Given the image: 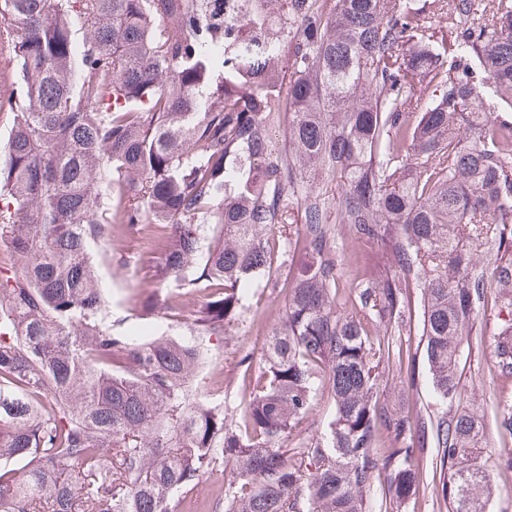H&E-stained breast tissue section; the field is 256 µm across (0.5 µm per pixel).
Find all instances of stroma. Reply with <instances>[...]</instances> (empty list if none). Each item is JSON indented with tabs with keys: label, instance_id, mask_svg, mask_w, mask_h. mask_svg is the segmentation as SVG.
<instances>
[{
	"label": "stroma",
	"instance_id": "1",
	"mask_svg": "<svg viewBox=\"0 0 512 512\" xmlns=\"http://www.w3.org/2000/svg\"><path fill=\"white\" fill-rule=\"evenodd\" d=\"M110 259L99 269V278L112 302L113 329L125 332L139 329L158 336H186L190 333L186 315L173 314L160 306L152 320L138 318L137 294L151 287L152 278L143 268L140 256L147 251L145 241H131L122 224L112 226V236L105 245ZM282 295L266 279L252 282L237 319L231 323L223 341H211V361L204 371L208 383L222 387L220 396L225 413L241 407V378L244 373H258L263 345L269 329L282 316ZM484 336L480 349L472 351L458 388L464 405L473 410L485 434L479 453L488 470V484L482 496L484 512H512V467L500 445L506 429L503 412L512 405V375H502L498 367L496 345L500 332L493 319L482 322ZM402 400L411 411L440 412L431 386L426 362L415 359V379L404 383ZM436 448L424 449L420 466L422 478L416 491L401 504L399 512H439L437 488L432 481Z\"/></svg>",
	"mask_w": 512,
	"mask_h": 512
}]
</instances>
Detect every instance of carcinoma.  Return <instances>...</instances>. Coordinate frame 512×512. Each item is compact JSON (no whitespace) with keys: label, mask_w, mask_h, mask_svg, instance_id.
<instances>
[{"label":"carcinoma","mask_w":512,"mask_h":512,"mask_svg":"<svg viewBox=\"0 0 512 512\" xmlns=\"http://www.w3.org/2000/svg\"><path fill=\"white\" fill-rule=\"evenodd\" d=\"M224 2L0 0V512H175L224 466V512H371L380 470L395 512L429 436L470 462L443 503L482 512L478 418L390 401V336L421 301L446 406L479 320L512 330V0ZM117 220L205 338L255 278L285 293L233 426L189 389L207 348L112 331L90 245ZM338 224L370 249L349 279ZM317 381L329 433L293 445Z\"/></svg>","instance_id":"carcinoma-1"}]
</instances>
